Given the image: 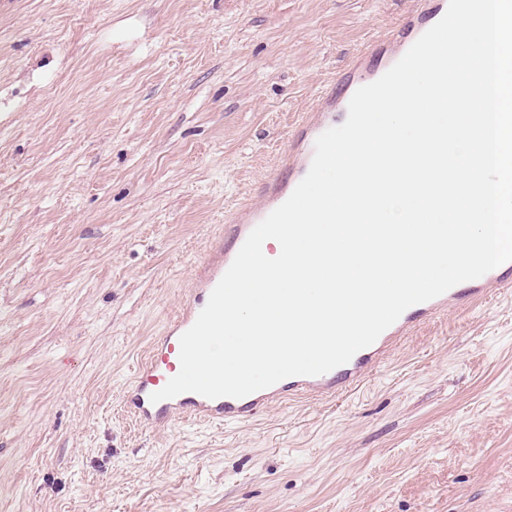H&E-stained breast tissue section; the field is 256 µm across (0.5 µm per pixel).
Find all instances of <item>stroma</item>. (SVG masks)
Returning <instances> with one entry per match:
<instances>
[{
  "mask_svg": "<svg viewBox=\"0 0 512 512\" xmlns=\"http://www.w3.org/2000/svg\"><path fill=\"white\" fill-rule=\"evenodd\" d=\"M425 0H0V512H512V287L351 395L135 424L300 118Z\"/></svg>",
  "mask_w": 512,
  "mask_h": 512,
  "instance_id": "1",
  "label": "stroma"
}]
</instances>
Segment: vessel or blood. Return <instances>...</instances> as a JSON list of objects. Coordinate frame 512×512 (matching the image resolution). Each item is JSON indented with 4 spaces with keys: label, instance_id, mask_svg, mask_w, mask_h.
Segmentation results:
<instances>
[{
    "label": "vessel or blood",
    "instance_id": "vessel-or-blood-1",
    "mask_svg": "<svg viewBox=\"0 0 512 512\" xmlns=\"http://www.w3.org/2000/svg\"><path fill=\"white\" fill-rule=\"evenodd\" d=\"M449 0H427L423 12L406 17L395 34L404 46L413 43L445 14ZM346 112L323 110L313 116H304L296 131L301 138L317 139L326 129L341 125ZM270 213L269 208L254 206L244 212L238 224L232 225L231 252H238L253 228ZM231 264L230 259H215L212 266L193 289L187 307L174 319L164 336L151 346L140 362L130 382L129 397L124 401L127 414L135 423L153 426L176 417L194 422L238 423L264 410L269 404L296 396L316 395L332 398L351 392L370 375L374 365L387 348L409 328L421 325L445 311L459 296L474 301L492 297L495 288L512 281V262L504 263L480 278L471 280L466 290L450 289L427 302L408 308L401 317L370 346L357 352L352 359L332 371L319 376H297L284 379L275 385L236 399L221 397L209 399L196 393H183L157 403L151 402L152 393L162 389L180 370V336L196 321L200 311L223 274Z\"/></svg>",
    "mask_w": 512,
    "mask_h": 512
}]
</instances>
